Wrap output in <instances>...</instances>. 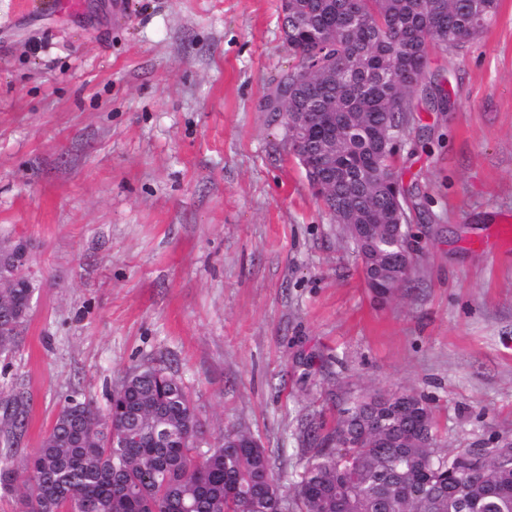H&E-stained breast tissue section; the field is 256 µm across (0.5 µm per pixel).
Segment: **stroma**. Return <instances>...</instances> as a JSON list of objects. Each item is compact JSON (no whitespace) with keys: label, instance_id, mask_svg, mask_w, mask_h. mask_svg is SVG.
<instances>
[{"label":"stroma","instance_id":"1","mask_svg":"<svg viewBox=\"0 0 512 512\" xmlns=\"http://www.w3.org/2000/svg\"><path fill=\"white\" fill-rule=\"evenodd\" d=\"M114 2L0 0V239L38 284L0 356V397L29 404L21 454L67 396L105 404L159 363L284 487L306 422L369 394L428 399L447 449L512 442V245H477L512 215V0L430 51L394 169L419 262L383 300L265 109L294 63L279 0Z\"/></svg>","mask_w":512,"mask_h":512}]
</instances>
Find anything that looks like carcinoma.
<instances>
[{"label": "carcinoma", "instance_id": "1", "mask_svg": "<svg viewBox=\"0 0 512 512\" xmlns=\"http://www.w3.org/2000/svg\"><path fill=\"white\" fill-rule=\"evenodd\" d=\"M499 0H362L353 26L346 0H288L287 46L295 63L278 82L288 90L284 115L301 108L312 81L336 113V208L374 225L368 239L347 241L377 252L409 232L412 208L396 222L385 182L397 151L366 134L385 128L402 137L412 126L414 86L432 44L459 48L496 16ZM26 248L0 252V355L13 353L35 290ZM366 283L392 284L379 263ZM27 425L24 396L0 400V497L19 512H512V454L502 448L441 446L433 406L413 392L357 399L330 440L307 432L313 447L293 482L280 491L266 450L244 427L206 438L207 421L170 367L130 369L100 409L71 395L40 448L14 450ZM128 439L112 447V432Z\"/></svg>", "mask_w": 512, "mask_h": 512}]
</instances>
